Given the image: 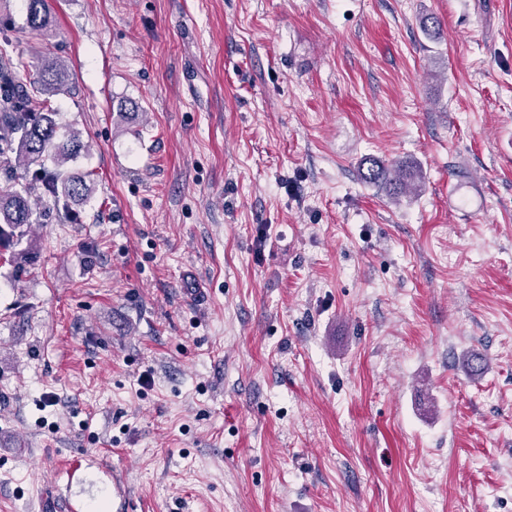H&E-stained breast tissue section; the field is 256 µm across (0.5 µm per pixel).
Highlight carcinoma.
Instances as JSON below:
<instances>
[{"instance_id":"obj_1","label":"carcinoma","mask_w":512,"mask_h":512,"mask_svg":"<svg viewBox=\"0 0 512 512\" xmlns=\"http://www.w3.org/2000/svg\"><path fill=\"white\" fill-rule=\"evenodd\" d=\"M26 27L39 39L54 27L50 0H24ZM23 57L0 48V247L26 235L32 224H43L51 214L68 221L73 206L88 202L95 192L93 173H72L83 144L79 132L60 122L50 97L65 90L67 67L43 55L41 71L29 81L21 78ZM52 160L54 167L46 166ZM420 172L390 169L385 161L368 160L360 179L388 195L420 190Z\"/></svg>"}]
</instances>
